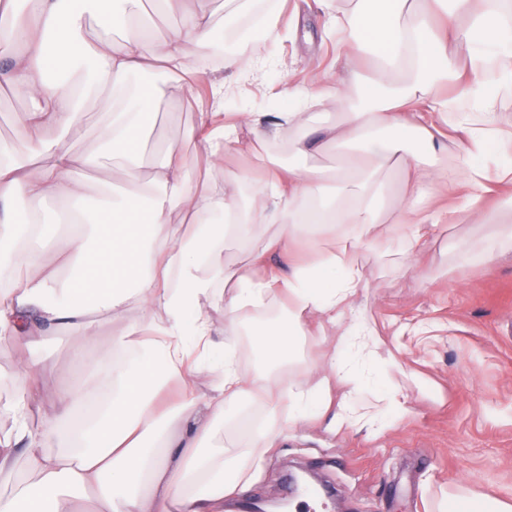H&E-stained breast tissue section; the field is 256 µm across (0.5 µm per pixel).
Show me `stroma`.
<instances>
[{"label": "stroma", "mask_w": 512, "mask_h": 512, "mask_svg": "<svg viewBox=\"0 0 512 512\" xmlns=\"http://www.w3.org/2000/svg\"><path fill=\"white\" fill-rule=\"evenodd\" d=\"M344 5L345 0H282L278 39L252 46L257 68L242 73L215 61L189 93L172 95L164 75L134 76L132 86L154 103L141 155L143 177L151 176L159 146L170 145L187 158L193 183L209 179L218 191L248 200L265 177L252 165L254 137L225 154L223 168L233 179L209 177L207 154L190 135L196 116L217 108L228 114L284 112L293 85L318 82L347 94V69L356 60L343 41L327 33L330 15ZM218 79L224 82L219 101L213 94ZM27 106L23 93L0 81V148L24 157L32 143L49 136L24 126ZM111 107L106 90L86 102L84 128L72 139L75 152L98 150L96 128ZM485 168L490 191L482 202L483 223L466 221L447 234H429L412 268L368 250L358 255L366 282L354 307L398 360L389 375L407 396V412L383 425L364 418L338 431L325 415L284 430L244 499L270 505L282 500L294 504V512H439L458 490L512 502V252L490 263L479 258L494 230L512 228V206L497 183L496 164L486 162ZM461 245L477 253V260L457 264ZM287 316L284 300L248 314L234 338L243 375L265 365L252 347L254 322ZM83 343L75 326L61 327L30 351L0 337V401L15 396L24 357L49 368L52 387L64 386L73 372L72 353ZM246 420L262 424L260 404L227 408L212 445L231 449L238 423Z\"/></svg>", "instance_id": "obj_1"}]
</instances>
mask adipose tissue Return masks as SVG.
<instances>
[{"instance_id": "obj_1", "label": "adipose tissue", "mask_w": 512, "mask_h": 512, "mask_svg": "<svg viewBox=\"0 0 512 512\" xmlns=\"http://www.w3.org/2000/svg\"><path fill=\"white\" fill-rule=\"evenodd\" d=\"M14 2L0 0V14L10 15V34L21 46L8 80L30 100L26 127L56 136L41 143L33 163L0 159V245L14 256L11 264L0 262V276L10 266L35 271L0 294V332L31 342L72 325L93 349L102 320H120L125 332L113 344L134 358L118 365L103 357L109 397L73 382L52 398L39 424L28 418L43 398L39 376L20 368L17 393L5 405L14 425L0 435V474L13 473L23 458L36 481L17 480L11 494L0 497V512H170L176 504L184 512H224L225 498L252 480L254 450L274 447L284 425L327 412L335 428L356 422L348 397L332 398L334 388L357 382L343 337L369 342L376 368L395 366L366 322H343L365 281L357 253H389L397 224L416 245L423 228L456 223L463 213L481 217L489 158L502 159L498 181L512 188L511 151L497 137L504 118L492 109L496 88L512 84V11L504 0H446L439 16L432 0H350L349 10L335 18L336 29L366 63L352 74L351 103L328 88L297 86L288 91L290 110L272 124L255 112L240 113L235 123L223 113L202 112L190 131L218 158L238 150L241 125H250L260 140L286 127L305 156L317 110L329 108V140L344 149L334 168L288 167L244 203L194 186L186 157L166 146L151 176L159 192L147 202L138 150L149 128L145 102L130 92L129 81L160 71L175 75L173 91L191 90L197 76L186 64L189 46L208 41V19L188 11L181 29L164 39L152 40L144 28L133 38L87 43L81 33L100 4H107L117 30L132 24L136 0H25L19 12ZM254 2L225 0L224 26L241 33L224 59L227 67L250 68L255 34L268 40L278 34L271 14L242 26ZM462 16L467 25H459ZM146 41L151 51H143ZM48 65L70 74V81L44 84ZM463 73L478 106L474 112L456 111L454 100L435 91ZM102 84L115 103L99 131L101 147L128 162L115 171L122 192L107 211L88 217L75 174L94 169L98 159L75 153L68 140L82 126L84 98ZM449 125L467 136L471 157L453 175L443 162ZM380 172L401 177L400 192L384 200L368 195ZM451 194L459 195V206L432 209V202ZM46 200L61 203L70 223L66 233L41 230L37 206ZM266 224L278 225L279 232L264 252L249 264L226 265L224 239L248 245ZM299 239L315 250L314 262L287 274L267 264V253ZM218 283L226 286L229 338L220 350L206 304ZM280 295L288 298L287 321L260 322L252 331L253 347L271 369L243 376L230 338L244 315ZM305 336L320 337L329 359L311 369L314 384L281 388L271 371L292 362ZM212 360L219 375L206 383L201 366ZM243 401L262 404V428H238L236 453L206 447L225 407Z\"/></svg>"}]
</instances>
